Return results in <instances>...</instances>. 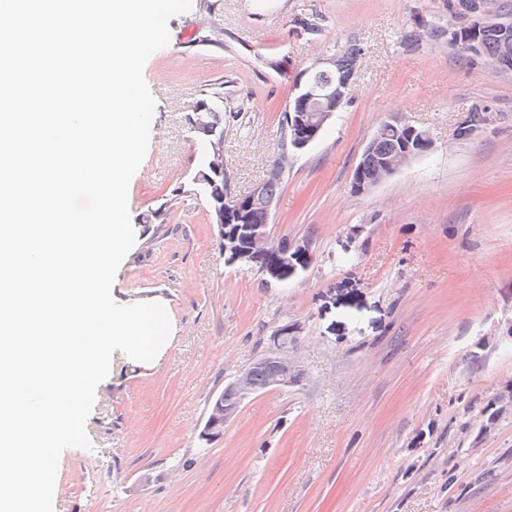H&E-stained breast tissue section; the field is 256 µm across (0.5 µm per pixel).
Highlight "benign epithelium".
I'll return each instance as SVG.
<instances>
[{
  "label": "benign epithelium",
  "instance_id": "1",
  "mask_svg": "<svg viewBox=\"0 0 512 512\" xmlns=\"http://www.w3.org/2000/svg\"><path fill=\"white\" fill-rule=\"evenodd\" d=\"M454 9L467 17L462 32L465 41L470 44L473 56L488 63L480 50L481 34L487 30H496L507 35L512 32V19L504 15L499 0H455ZM337 67V58H323L301 74L296 83L297 93L286 110L287 123L292 133L291 147H285L276 154L264 179L246 193L217 189V180L224 176V130L205 119L202 113L204 106L195 108V118L189 119V123L196 139L209 150V162L196 171L192 183L211 191L210 223L218 228L225 265L256 267L268 278L282 281L284 267L293 266L294 259L309 250L306 239L286 240L280 245L278 261L267 263L268 236L249 227L250 211L255 202L261 201L267 212H272L274 199L265 193L267 182L282 179L288 168L290 152L301 151L315 142L343 105L352 74L336 81L329 78ZM390 122L402 126L407 141L401 149L379 159L370 167H356L352 183L354 191L362 193L370 190L421 152L432 148V140L422 128L401 117H393ZM301 333L302 327L299 324H285L273 333L271 341L274 349L257 359V362L274 368L273 375L264 384L257 383L249 367L228 382L225 389L234 393L242 404L257 394L297 384L302 370L295 350ZM238 411L239 408L228 407L222 399L211 396L207 414L197 428L199 440L211 444L221 439L224 436V425Z\"/></svg>",
  "mask_w": 512,
  "mask_h": 512
}]
</instances>
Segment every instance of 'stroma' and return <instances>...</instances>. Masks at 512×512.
Instances as JSON below:
<instances>
[{
	"mask_svg": "<svg viewBox=\"0 0 512 512\" xmlns=\"http://www.w3.org/2000/svg\"><path fill=\"white\" fill-rule=\"evenodd\" d=\"M450 21L447 0H192L169 20L144 66L156 108L112 295L161 303L172 340L148 367L114 352L91 448L60 456L54 512H512V70L432 37ZM350 44L347 98L292 157L270 217L309 255L272 284L225 266L190 186L195 103L220 89L224 172L247 192L297 78ZM394 115L432 149L354 192ZM160 206L164 223H147ZM287 323L303 327L301 382L252 397L198 447L212 394Z\"/></svg>",
	"mask_w": 512,
	"mask_h": 512,
	"instance_id": "35a3bbf8",
	"label": "stroma"
}]
</instances>
